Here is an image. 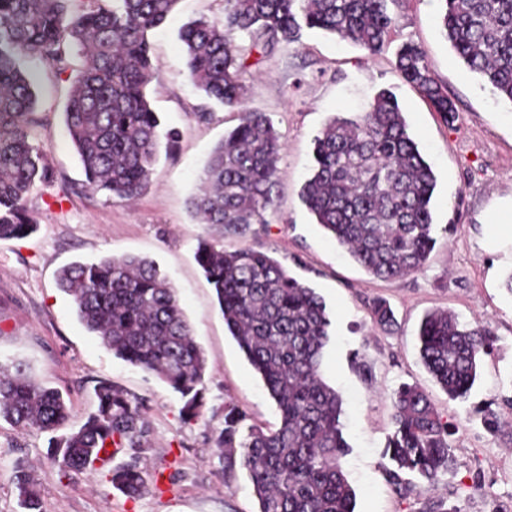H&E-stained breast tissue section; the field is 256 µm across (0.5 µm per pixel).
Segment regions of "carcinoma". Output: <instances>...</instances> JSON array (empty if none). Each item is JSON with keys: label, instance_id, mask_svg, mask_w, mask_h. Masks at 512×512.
I'll return each instance as SVG.
<instances>
[{"label": "carcinoma", "instance_id": "cac0c4a2", "mask_svg": "<svg viewBox=\"0 0 512 512\" xmlns=\"http://www.w3.org/2000/svg\"><path fill=\"white\" fill-rule=\"evenodd\" d=\"M179 0H0V239L34 231L26 197L54 181L48 150L37 138V81L21 66L29 58L61 74L75 71L65 105L66 130L82 166L86 191L134 200L147 189L161 139L147 88L158 79L150 38ZM397 0H224L217 20L191 19L178 30L188 77L204 95L237 105L250 58L319 29L381 53L398 28L389 4ZM446 40L470 71L512 102V0H439ZM394 68L443 118L455 103L430 69L422 49L402 42ZM280 135L263 112H242L213 148L201 188L188 200L199 224L244 236L267 223L274 204ZM436 178L395 96L380 90L367 111L333 117L314 139V166L301 199L316 223L370 275L399 279L419 271L436 238L431 200ZM196 261L213 287L224 323L280 413L265 430L238 406L224 405L215 439L227 466L235 455L247 470L259 512H355V492L342 467L343 400L326 382L323 365L331 320L314 289L291 276L267 252L227 251L199 241ZM87 330L112 355L163 380L193 420L204 400L206 360L174 288L152 261L109 257L74 262L58 275ZM381 327L393 323L383 301L371 306ZM420 358L452 399L464 398L477 378L493 334L435 310L418 330ZM96 409L67 428L62 395L41 386L20 361L0 365V420L49 433L48 455L73 472L123 452L109 469L112 486L128 497L147 488L141 462L151 445L142 404L107 379L96 382ZM448 422L428 394L404 384L394 393L393 431L385 474L401 495L410 477L436 488L452 462ZM15 485L23 512H41L37 482L22 461Z\"/></svg>", "mask_w": 512, "mask_h": 512}]
</instances>
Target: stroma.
I'll return each instance as SVG.
<instances>
[{
	"instance_id": "35a3bbf8",
	"label": "stroma",
	"mask_w": 512,
	"mask_h": 512,
	"mask_svg": "<svg viewBox=\"0 0 512 512\" xmlns=\"http://www.w3.org/2000/svg\"><path fill=\"white\" fill-rule=\"evenodd\" d=\"M391 10L399 29L382 54L371 57L337 36L303 30L288 51L247 71L246 94L230 108L205 99L190 82L177 40L188 19L222 18L224 0H179L152 39L159 81L149 88L163 130L176 137L161 144L150 184L133 201L84 190L63 118L71 77L39 68L37 132L56 178L27 197L36 231L0 240V363L24 362L46 388L59 391L72 428L93 411L96 381L111 380L144 402L152 440L143 463L147 490L130 498L112 486L107 468L63 472L46 453L47 434L0 420V512H21L14 483L19 459L36 479L43 512H257L242 465L218 476L214 438L225 404L239 406L267 429L279 425L280 415L228 332L195 260L203 238L228 250L266 251L324 299L332 321L324 377L343 398L350 446L343 469L356 494L355 512H512V429L493 431L483 420L489 412L512 422V295L502 287L512 274V243H491L486 226L488 213L512 198V103L495 97L452 50L441 32L439 0H398ZM407 39L419 44L455 101L452 122H443L394 70V54ZM383 89L396 96L436 176L431 209L437 243L422 270L396 280L369 275L301 200L314 137L329 118L365 111ZM243 111L266 113L283 144L275 207L246 237L197 223L187 208L209 154ZM125 255L152 260L168 276L204 352V405L194 420H183L178 393L114 357L88 332L58 286L59 270L70 263ZM378 298L390 305L394 326L373 321L370 306ZM435 309L495 335L494 350L482 358L478 380L463 400L450 399L418 356V325ZM403 383L423 389L452 431L454 460L434 492L398 494L384 473L393 393Z\"/></svg>"
}]
</instances>
